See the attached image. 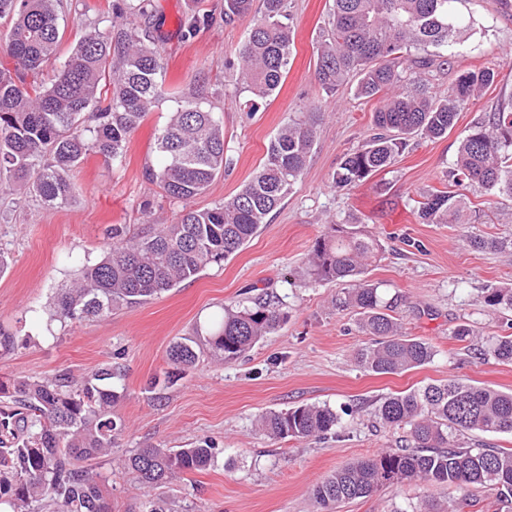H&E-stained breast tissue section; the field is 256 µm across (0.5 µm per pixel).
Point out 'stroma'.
Masks as SVG:
<instances>
[{
  "mask_svg": "<svg viewBox=\"0 0 512 512\" xmlns=\"http://www.w3.org/2000/svg\"><path fill=\"white\" fill-rule=\"evenodd\" d=\"M288 3L290 69L273 97L253 105L225 62L254 16L228 25L224 0H152L159 26L154 38L170 96L132 133L123 157L85 156L70 173L75 196L60 207L0 188V253L8 259L0 273V327L16 338L14 352L0 358V381L47 379L63 371L81 377L112 364L121 395L116 412L126 429L111 456L90 461L89 468L111 483L114 512H141L144 492L123 465L130 451L149 444L188 448L203 440L219 450L214 464L157 491L171 512H311L314 485L338 467L399 444L401 431L382 427L361 405L451 378L512 392V364L485 354L487 337L512 334V322L491 314L482 299L487 288L512 283V200L476 187L468 194L475 222L424 224L416 216L422 195L444 187L460 138L501 103H512V0H460L467 28L448 49L454 66L430 76L429 85L447 94L466 69H492L495 81L460 112L448 136L409 146L392 167L345 190L333 188L332 175L368 135L375 104L356 98L347 85L325 93L316 79L317 47L332 0ZM58 11L63 37L58 62L43 71L47 81L86 28L105 32L129 20L125 0H59ZM191 15L206 24L188 36L179 20ZM195 88L224 125L232 165L192 207L207 208L236 193L260 166L278 128L316 105L324 118L303 174L261 231L223 265L104 319L51 320L57 289L83 264L100 258L109 227L168 224L181 210L180 202L149 180L148 171L162 163L156 137L175 95ZM352 218L382 244L366 279L384 299H397L394 315L408 335L434 346L430 364L390 375L365 371L354 354L368 338L352 309L338 304L343 285L307 277V254L325 224ZM469 234L509 246L477 251L465 241ZM260 296L288 314L276 332L237 362L204 356L175 385L151 387L152 377L168 368L166 352L174 340L220 318L225 308ZM461 323L470 324L476 338L457 341L452 330ZM301 404L340 412L338 435L298 441L258 432L261 413ZM451 493L445 485L394 484L343 503L338 512H391L397 504L427 496L444 500Z\"/></svg>",
  "mask_w": 512,
  "mask_h": 512,
  "instance_id": "stroma-1",
  "label": "stroma"
}]
</instances>
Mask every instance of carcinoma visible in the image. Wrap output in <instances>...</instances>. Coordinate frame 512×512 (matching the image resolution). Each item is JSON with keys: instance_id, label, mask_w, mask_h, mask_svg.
<instances>
[{"instance_id": "cac0c4a2", "label": "carcinoma", "mask_w": 512, "mask_h": 512, "mask_svg": "<svg viewBox=\"0 0 512 512\" xmlns=\"http://www.w3.org/2000/svg\"><path fill=\"white\" fill-rule=\"evenodd\" d=\"M150 0H127L133 20L107 32L90 31L71 50L46 85L44 65L57 59L62 39L56 0H0V19H10L7 57L0 64V181L33 194L48 206L74 194L70 172L94 152L122 157L131 132L167 96L165 66L151 43ZM255 0H224V23L253 11ZM260 17L232 65L235 81L250 101L266 100L290 65L293 31L288 0H260ZM460 0H333L329 31L317 49L316 79L332 93L357 77L356 96L378 102L377 133L347 153L333 175L337 188L357 185L386 169L415 136L448 135L457 115L494 81L488 68L464 70L444 96L433 93L416 71L450 64L445 52L457 43ZM323 113L281 126L270 139L262 167L239 190L211 208H183L172 224H141L133 234L123 224L107 233L105 255L83 265L56 294L51 319L81 322L106 317L123 306L154 299L194 280L204 269L235 255L266 223L301 176ZM163 163L149 173L165 194L187 202L204 193L228 169L224 126L198 93L182 96L159 131ZM478 185L512 200V104L472 126L457 147L448 189L424 196L417 208L424 224H450L466 205L465 190ZM382 245L357 224L334 222L315 239L307 259L315 282L349 285L343 304L355 309L359 329L371 342L355 357L366 371L395 374L431 363L433 346L406 335L365 280ZM483 302L492 313L512 314V285L489 288ZM286 320L275 302L256 299L224 309L204 333L181 337L168 351L171 370L153 385H168L194 370L203 354L233 363ZM488 354L512 363V335L487 340ZM117 373L104 365L80 379L19 378L0 383L9 404L21 410L18 432L0 437V509L5 512H112V489L97 482L85 463L112 454L124 421L114 413L120 399ZM371 414L387 427L405 429L407 444L383 448L348 464L311 492L313 512L365 498L390 484L422 482L455 489L448 500L428 499L393 512H465L471 489L496 490V512L512 507V448L466 446L470 433L512 434V392L458 379L428 384L377 401ZM341 416L327 405L303 404L265 412L257 427L270 439L306 440L337 433ZM208 442L190 448H138L125 467L145 493L214 464Z\"/></svg>"}]
</instances>
